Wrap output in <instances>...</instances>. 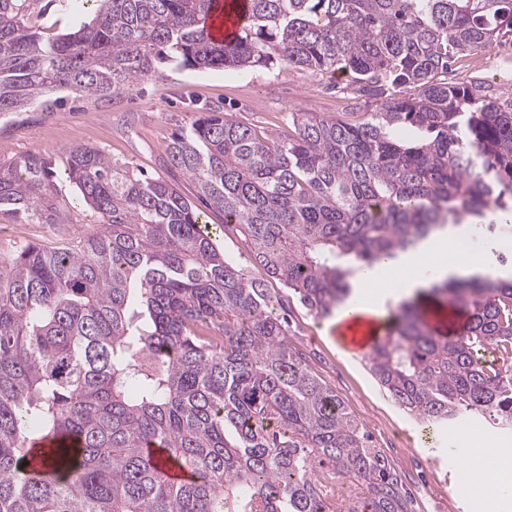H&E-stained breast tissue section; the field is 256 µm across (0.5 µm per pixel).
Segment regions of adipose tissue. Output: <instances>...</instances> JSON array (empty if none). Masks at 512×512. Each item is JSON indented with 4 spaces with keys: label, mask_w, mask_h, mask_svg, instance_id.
I'll return each mask as SVG.
<instances>
[{
    "label": "adipose tissue",
    "mask_w": 512,
    "mask_h": 512,
    "mask_svg": "<svg viewBox=\"0 0 512 512\" xmlns=\"http://www.w3.org/2000/svg\"><path fill=\"white\" fill-rule=\"evenodd\" d=\"M422 248L436 258L429 270L411 269L400 256L360 270L356 280L360 293L354 300L352 314L380 319L384 316L381 304L385 299L396 300L415 293L435 280L465 279L486 271L481 262L458 259L454 234H436L426 240Z\"/></svg>",
    "instance_id": "adipose-tissue-1"
}]
</instances>
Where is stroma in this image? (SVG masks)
Returning a JSON list of instances; mask_svg holds the SVG:
<instances>
[{
	"mask_svg": "<svg viewBox=\"0 0 512 512\" xmlns=\"http://www.w3.org/2000/svg\"><path fill=\"white\" fill-rule=\"evenodd\" d=\"M94 16L91 7L72 10L61 0H33L30 21L42 36L79 27ZM449 83L474 82L483 95L512 97V38L489 52L459 59L448 70ZM218 107L258 132L274 137L288 131L293 113L336 117L345 112H376L379 102L353 93L348 78L303 71L276 61L246 73L190 69L166 64L162 76L138 81L111 99L63 97L47 109L26 108L0 115V164L39 151L54 162L55 185L66 219L61 224H22L0 214V262L28 245L52 248L83 235L97 222L77 189L64 175L67 151L93 145L121 162H129L176 193L194 198L193 181L169 169L165 149L173 136L201 112ZM288 298V343L306 354L323 383L365 427L371 447L380 449L401 473L404 488L418 512H486V488L467 478L468 460L458 449L469 432L488 433L501 456L512 459V429L484 428L468 419L442 427L400 409L381 389L366 359L344 349L335 317L320 318L296 295L273 284Z\"/></svg>",
	"mask_w": 512,
	"mask_h": 512,
	"instance_id": "1",
	"label": "stroma"
}]
</instances>
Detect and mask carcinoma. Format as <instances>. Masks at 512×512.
I'll return each mask as SVG.
<instances>
[{
	"instance_id": "1",
	"label": "carcinoma",
	"mask_w": 512,
	"mask_h": 512,
	"mask_svg": "<svg viewBox=\"0 0 512 512\" xmlns=\"http://www.w3.org/2000/svg\"><path fill=\"white\" fill-rule=\"evenodd\" d=\"M92 2L90 23L45 39L32 0H0V113L58 91L108 98L177 60H280L383 101L352 122L298 112L277 139L211 109L166 147L254 264L319 317L349 302L357 269L512 215V103L438 79L512 36V0H248L229 42L211 32L214 0ZM64 174L96 228L0 269V512H415L363 424L288 344L282 299L224 256L201 210L94 146L70 149ZM54 177L38 152L0 165V213L63 223ZM428 295L465 311L463 332L438 334L419 299L401 303L370 358L378 384L431 426L511 427L512 279ZM152 447L196 479L171 483ZM346 481L364 493L342 509L326 487Z\"/></svg>"
}]
</instances>
